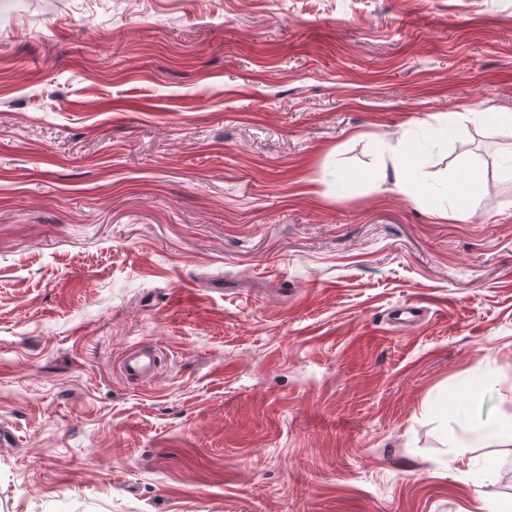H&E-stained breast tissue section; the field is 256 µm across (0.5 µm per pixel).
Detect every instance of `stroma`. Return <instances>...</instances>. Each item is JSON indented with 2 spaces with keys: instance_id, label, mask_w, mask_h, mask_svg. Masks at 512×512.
I'll return each instance as SVG.
<instances>
[{
  "instance_id": "1",
  "label": "stroma",
  "mask_w": 512,
  "mask_h": 512,
  "mask_svg": "<svg viewBox=\"0 0 512 512\" xmlns=\"http://www.w3.org/2000/svg\"><path fill=\"white\" fill-rule=\"evenodd\" d=\"M489 105L512 0H0V512L512 501V440L458 451L512 421ZM462 165L469 216L434 218ZM402 162L400 164L399 175L396 178V186L400 190L407 187H418L422 185L417 183L419 179V171L416 168V155L414 149L408 144H404L400 151ZM160 356L151 347H139L125 354L120 363V373L127 380L150 379L159 367ZM503 434H505L504 429L496 425L477 427L473 431L472 437L459 446V448H461L460 453L464 454L470 452L473 448H486V446L491 445L494 440L498 439Z\"/></svg>"
}]
</instances>
